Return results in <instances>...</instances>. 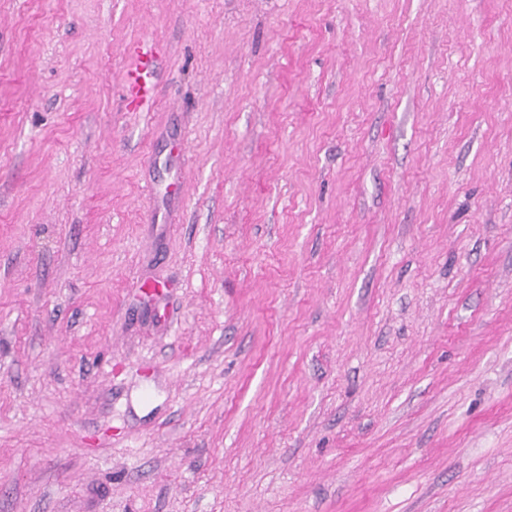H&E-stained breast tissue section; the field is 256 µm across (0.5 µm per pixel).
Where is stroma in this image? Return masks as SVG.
<instances>
[{
    "mask_svg": "<svg viewBox=\"0 0 512 512\" xmlns=\"http://www.w3.org/2000/svg\"><path fill=\"white\" fill-rule=\"evenodd\" d=\"M0 512H512V0H0ZM129 51L134 58L126 73L123 95L129 110L140 112L148 110L157 94L154 78L159 56L140 44H133Z\"/></svg>",
    "mask_w": 512,
    "mask_h": 512,
    "instance_id": "obj_1",
    "label": "stroma"
}]
</instances>
